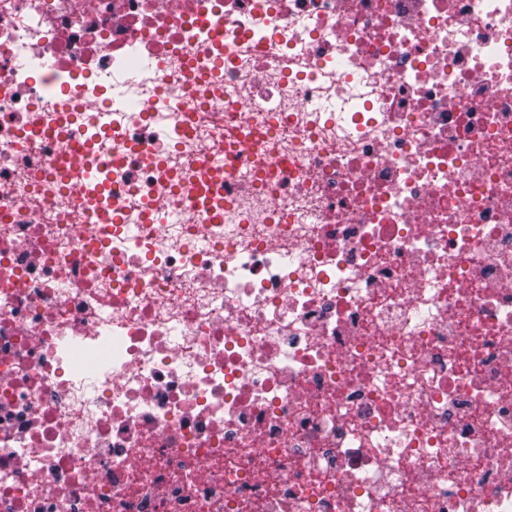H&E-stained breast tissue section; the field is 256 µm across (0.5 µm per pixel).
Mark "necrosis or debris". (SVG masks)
Wrapping results in <instances>:
<instances>
[{
	"instance_id": "1",
	"label": "necrosis or debris",
	"mask_w": 512,
	"mask_h": 512,
	"mask_svg": "<svg viewBox=\"0 0 512 512\" xmlns=\"http://www.w3.org/2000/svg\"><path fill=\"white\" fill-rule=\"evenodd\" d=\"M0 512H512V0H0Z\"/></svg>"
}]
</instances>
